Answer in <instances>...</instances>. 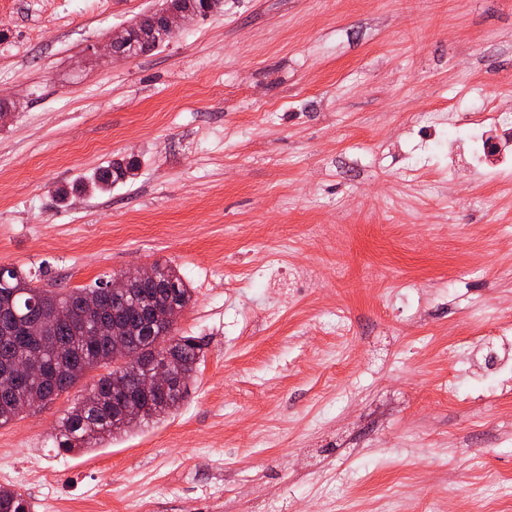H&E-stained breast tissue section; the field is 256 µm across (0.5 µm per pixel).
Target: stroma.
Segmentation results:
<instances>
[{"label": "stroma", "mask_w": 512, "mask_h": 512, "mask_svg": "<svg viewBox=\"0 0 512 512\" xmlns=\"http://www.w3.org/2000/svg\"><path fill=\"white\" fill-rule=\"evenodd\" d=\"M156 7L0 0V266L75 288L171 264L199 368L166 418L66 453L90 371L0 426V486L33 512H512V395L477 377L512 320V194L456 144L512 116V0H224L96 51ZM158 23L155 22L152 16L147 13L142 14L137 20L131 23L129 26L136 32L141 34L140 38H137L133 55L138 57L146 54L151 50L156 49L159 45L171 38L172 34H160L157 30ZM138 164L134 161L121 162L115 161L112 164L100 168L92 177L94 188L99 191H105L117 182H123L135 176ZM437 512H498V503L491 499L474 500L462 494L448 500V506L440 507Z\"/></svg>", "instance_id": "35a3bbf8"}]
</instances>
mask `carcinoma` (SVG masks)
<instances>
[{
	"label": "carcinoma",
	"mask_w": 512,
	"mask_h": 512,
	"mask_svg": "<svg viewBox=\"0 0 512 512\" xmlns=\"http://www.w3.org/2000/svg\"><path fill=\"white\" fill-rule=\"evenodd\" d=\"M177 2L192 20L203 15L204 0H163L161 8ZM130 27L141 34L135 42L134 56L146 54L171 38L160 34L157 23L142 14ZM134 161H115L100 168L92 177L94 188L105 191L117 182L135 176ZM157 278L137 287L125 288L123 275L115 274L89 287L66 291L37 285L27 271L5 267L0 273V298L13 299L19 320L5 313L0 321L13 333L0 334V357L18 360L36 348L47 365L39 375L22 374L0 379V426L8 424L25 411V404L34 396L46 404L73 387L88 372L112 363L114 340L110 317L80 316L71 322L51 323L41 336H29L23 324L48 318L56 309L81 308L83 295L97 293L104 309L112 307L123 312L130 335L123 338L128 350L141 364L139 373L114 368L100 376L89 388L91 396L74 403L58 421L55 447L71 452H87L107 438H116L132 430L124 423V410L130 400L139 403L141 424L156 423L179 408L187 392L188 382L196 372L201 345L191 336L175 333L173 316L193 300V291L169 265H156ZM174 359L173 393L168 398L143 395L137 391V376L145 375L151 365ZM0 512H32L27 496L12 488H0Z\"/></svg>",
	"instance_id": "obj_1"
}]
</instances>
